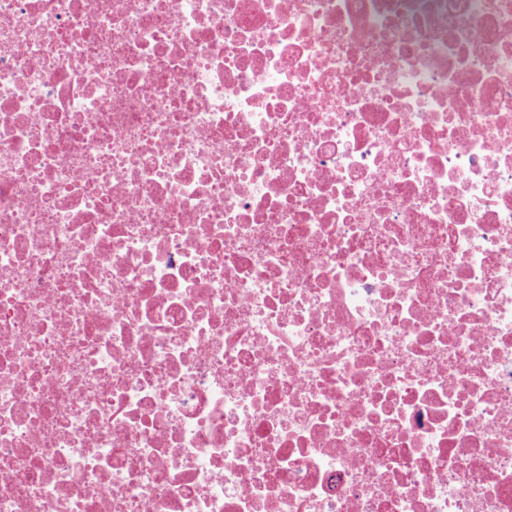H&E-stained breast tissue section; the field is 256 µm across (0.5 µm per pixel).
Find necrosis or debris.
I'll list each match as a JSON object with an SVG mask.
<instances>
[{
  "mask_svg": "<svg viewBox=\"0 0 512 512\" xmlns=\"http://www.w3.org/2000/svg\"><path fill=\"white\" fill-rule=\"evenodd\" d=\"M0 512H512V0H0Z\"/></svg>",
  "mask_w": 512,
  "mask_h": 512,
  "instance_id": "necrosis-or-debris-1",
  "label": "necrosis or debris"
}]
</instances>
